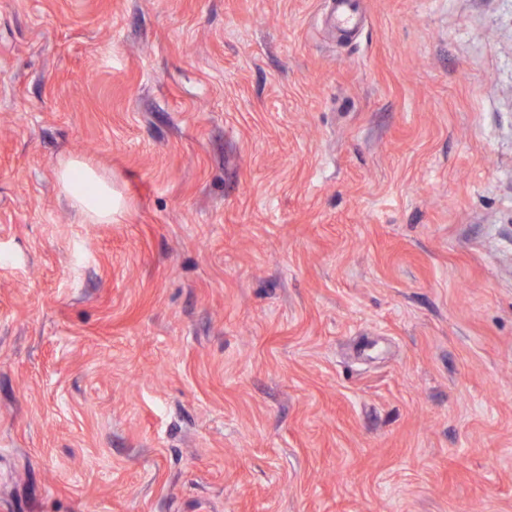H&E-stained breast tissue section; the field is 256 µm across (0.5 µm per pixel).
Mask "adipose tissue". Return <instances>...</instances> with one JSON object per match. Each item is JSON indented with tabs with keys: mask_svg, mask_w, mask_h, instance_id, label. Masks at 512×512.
I'll return each instance as SVG.
<instances>
[{
	"mask_svg": "<svg viewBox=\"0 0 512 512\" xmlns=\"http://www.w3.org/2000/svg\"><path fill=\"white\" fill-rule=\"evenodd\" d=\"M57 176L73 206L87 223H111L112 187L93 168L72 158L58 168Z\"/></svg>",
	"mask_w": 512,
	"mask_h": 512,
	"instance_id": "1",
	"label": "adipose tissue"
}]
</instances>
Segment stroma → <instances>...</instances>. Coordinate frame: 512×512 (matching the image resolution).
Instances as JSON below:
<instances>
[{
    "label": "stroma",
    "mask_w": 512,
    "mask_h": 512,
    "mask_svg": "<svg viewBox=\"0 0 512 512\" xmlns=\"http://www.w3.org/2000/svg\"><path fill=\"white\" fill-rule=\"evenodd\" d=\"M358 9L0 0L9 512H512V0ZM334 25L337 30L349 32L357 14L356 0H335ZM58 180L73 206L90 224H108L112 221V186L85 162L71 158L57 170ZM86 185L84 191L77 183Z\"/></svg>",
    "instance_id": "stroma-1"
}]
</instances>
